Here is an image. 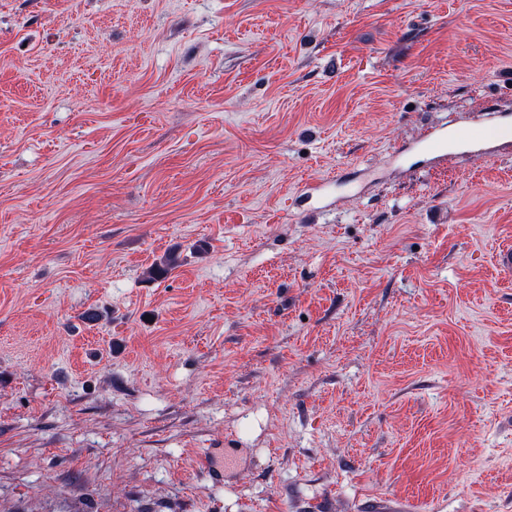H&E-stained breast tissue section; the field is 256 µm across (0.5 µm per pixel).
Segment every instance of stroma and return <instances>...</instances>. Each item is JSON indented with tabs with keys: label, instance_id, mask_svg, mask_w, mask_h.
<instances>
[{
	"label": "stroma",
	"instance_id": "35a3bbf8",
	"mask_svg": "<svg viewBox=\"0 0 512 512\" xmlns=\"http://www.w3.org/2000/svg\"><path fill=\"white\" fill-rule=\"evenodd\" d=\"M491 102L512 0H0V512H512ZM491 125L499 128L503 136L494 139L488 135L474 132L468 134H455L446 131H435L430 139L422 146V151L433 159L445 156L448 151V140L463 147L476 156L492 155L504 148H511V140H508L512 130V117L503 113H492Z\"/></svg>",
	"mask_w": 512,
	"mask_h": 512
}]
</instances>
